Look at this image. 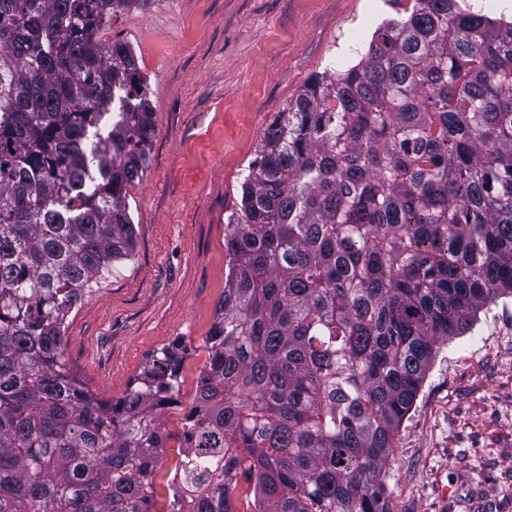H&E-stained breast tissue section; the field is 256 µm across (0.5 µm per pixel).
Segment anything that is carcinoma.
<instances>
[{"mask_svg": "<svg viewBox=\"0 0 512 512\" xmlns=\"http://www.w3.org/2000/svg\"><path fill=\"white\" fill-rule=\"evenodd\" d=\"M137 2L0 0V512H386L440 345L512 297V22L413 0L364 60L312 77L225 224L193 398L174 344L112 403L62 351L134 250L154 112L131 49L98 35Z\"/></svg>", "mask_w": 512, "mask_h": 512, "instance_id": "obj_1", "label": "carcinoma"}]
</instances>
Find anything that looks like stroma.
<instances>
[{
  "label": "stroma",
  "instance_id": "stroma-1",
  "mask_svg": "<svg viewBox=\"0 0 512 512\" xmlns=\"http://www.w3.org/2000/svg\"><path fill=\"white\" fill-rule=\"evenodd\" d=\"M411 0H142L102 32L133 51L154 112L128 188L133 255L70 315L63 360L106 400L152 355L201 344L224 294V227L265 129L315 75L357 65ZM390 512H512V299L441 345L386 466Z\"/></svg>",
  "mask_w": 512,
  "mask_h": 512
}]
</instances>
